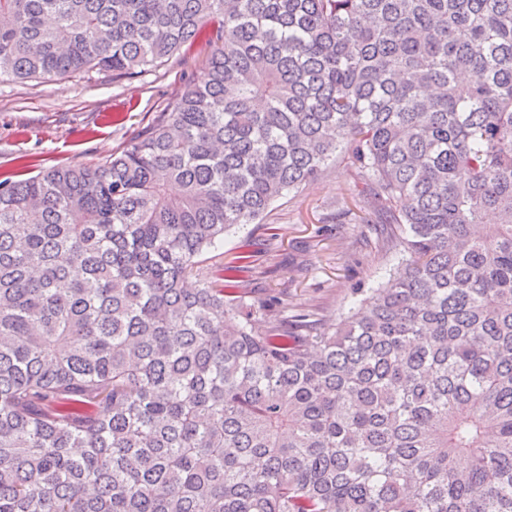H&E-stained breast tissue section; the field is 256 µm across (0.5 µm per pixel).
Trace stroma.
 Wrapping results in <instances>:
<instances>
[{
    "label": "stroma",
    "instance_id": "stroma-1",
    "mask_svg": "<svg viewBox=\"0 0 512 512\" xmlns=\"http://www.w3.org/2000/svg\"><path fill=\"white\" fill-rule=\"evenodd\" d=\"M205 40L128 79L83 77L0 83V179L95 164L126 147L190 82L205 77ZM353 172L330 164L324 176L277 201L260 224L224 238V263L239 267L245 303L274 305L279 317L322 324L346 312L356 289L375 287L396 266L380 225L339 214Z\"/></svg>",
    "mask_w": 512,
    "mask_h": 512
}]
</instances>
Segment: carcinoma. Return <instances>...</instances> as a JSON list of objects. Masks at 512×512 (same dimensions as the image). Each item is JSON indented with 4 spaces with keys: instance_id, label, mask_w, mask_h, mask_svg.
<instances>
[{
    "instance_id": "carcinoma-1",
    "label": "carcinoma",
    "mask_w": 512,
    "mask_h": 512,
    "mask_svg": "<svg viewBox=\"0 0 512 512\" xmlns=\"http://www.w3.org/2000/svg\"><path fill=\"white\" fill-rule=\"evenodd\" d=\"M203 33L112 158L0 180V512H512V0H0V82ZM338 160L402 261L290 331L202 257Z\"/></svg>"
}]
</instances>
